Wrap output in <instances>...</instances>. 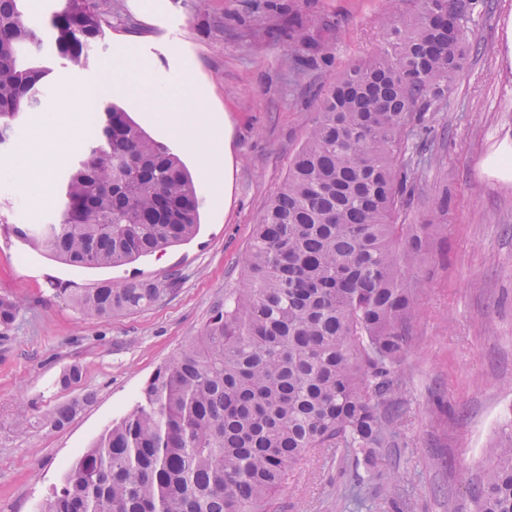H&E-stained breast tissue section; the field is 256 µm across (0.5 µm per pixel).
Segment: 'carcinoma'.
<instances>
[{"instance_id": "cac0c4a2", "label": "carcinoma", "mask_w": 512, "mask_h": 512, "mask_svg": "<svg viewBox=\"0 0 512 512\" xmlns=\"http://www.w3.org/2000/svg\"><path fill=\"white\" fill-rule=\"evenodd\" d=\"M29 0H0V147L42 105L45 43L73 71L112 29V0H58L48 26ZM476 0H420L388 25L371 60L343 71L268 201L248 244L243 287L142 385L134 409L79 455L46 512H271L315 450L368 463L400 437L404 365L419 297L448 252L446 203L403 224L422 159L410 126L448 98L467 58ZM48 224L7 232L78 267H122L191 240L199 186L181 158L127 112L98 108L85 156L65 173ZM181 274L58 288L90 317L134 313L172 294ZM21 309L0 297V327ZM81 407L56 406L63 428ZM481 474L475 512H512V432ZM412 476L387 478L398 498Z\"/></svg>"}]
</instances>
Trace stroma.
Here are the masks:
<instances>
[{
    "label": "stroma",
    "instance_id": "obj_1",
    "mask_svg": "<svg viewBox=\"0 0 512 512\" xmlns=\"http://www.w3.org/2000/svg\"><path fill=\"white\" fill-rule=\"evenodd\" d=\"M418 0H112V30L129 53L154 64L165 81L193 70L212 104L232 124L230 200L216 207L202 195L200 231L192 240L120 268L63 263L0 230V296L16 297L21 311L0 328V512H41L61 487L75 458L135 404L143 383L211 316L226 292L239 287L243 259L267 202L318 115L330 82L347 66L373 58L388 22L410 18ZM303 25L307 39L288 37ZM112 44L99 46L80 74L48 56L52 69L40 110L23 114L12 147L41 142L52 156V181L77 158L66 134L81 143L92 129L88 105L58 113L49 132L44 118L61 87L102 76ZM427 157L406 211L424 223L432 204L447 200L448 268L436 272L421 297L422 315L411 353L399 372L409 417L405 445L382 449L363 494L369 512H392L382 486L411 472L402 512H472L482 466L492 459L495 434L512 421V0H480L470 22L468 60L446 102L432 106L408 140ZM24 172L0 173V201H10V223L44 224L57 208L22 187ZM179 271L171 295L132 314L89 318L63 296L124 279H159ZM81 380L63 386L71 365ZM83 406L64 428L45 425L53 407ZM363 467L353 457L303 461L278 512H346Z\"/></svg>",
    "mask_w": 512,
    "mask_h": 512
}]
</instances>
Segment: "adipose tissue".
Wrapping results in <instances>:
<instances>
[{
  "label": "adipose tissue",
  "mask_w": 512,
  "mask_h": 512,
  "mask_svg": "<svg viewBox=\"0 0 512 512\" xmlns=\"http://www.w3.org/2000/svg\"><path fill=\"white\" fill-rule=\"evenodd\" d=\"M149 65L141 58L120 52L112 58L111 80L99 79L60 91L59 105L97 100L106 95L123 94L136 100L169 133L182 139L200 156L199 175L214 201H221L224 186L229 185L232 164L230 125L219 113L202 115L200 100L190 93V78L177 74L170 81L148 79Z\"/></svg>",
  "instance_id": "ef3b65f1"
}]
</instances>
